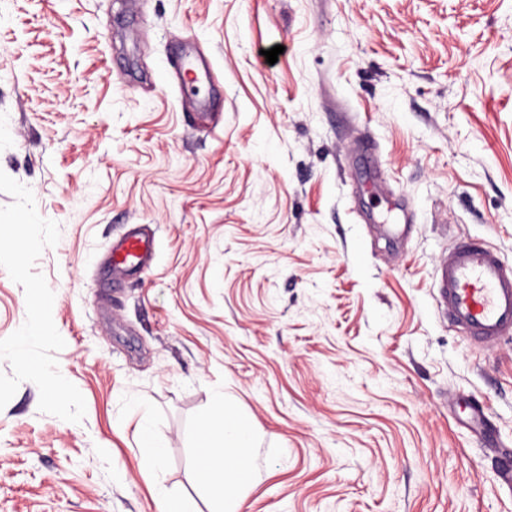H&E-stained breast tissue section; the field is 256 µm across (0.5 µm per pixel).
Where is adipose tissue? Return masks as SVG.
<instances>
[{"label": "adipose tissue", "mask_w": 512, "mask_h": 512, "mask_svg": "<svg viewBox=\"0 0 512 512\" xmlns=\"http://www.w3.org/2000/svg\"><path fill=\"white\" fill-rule=\"evenodd\" d=\"M201 431L207 437L210 453L197 469L196 479L222 505L233 490L243 486L237 463L252 456L254 430L245 415L220 400Z\"/></svg>", "instance_id": "adipose-tissue-1"}]
</instances>
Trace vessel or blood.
<instances>
[{"mask_svg":"<svg viewBox=\"0 0 512 512\" xmlns=\"http://www.w3.org/2000/svg\"><path fill=\"white\" fill-rule=\"evenodd\" d=\"M154 240L138 227L113 238L109 263L116 272L151 265ZM435 301L443 318L464 336L494 344L512 335V267L484 241L461 238L434 269Z\"/></svg>","mask_w":512,"mask_h":512,"instance_id":"1","label":"vessel or blood"}]
</instances>
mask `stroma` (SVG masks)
<instances>
[{"label": "stroma", "mask_w": 512, "mask_h": 512, "mask_svg": "<svg viewBox=\"0 0 512 512\" xmlns=\"http://www.w3.org/2000/svg\"><path fill=\"white\" fill-rule=\"evenodd\" d=\"M124 2L0 0V170L60 226L33 270L86 403L68 422L20 383L0 512H157L159 488L214 512L193 456L220 398L256 436L238 512H512L461 402L512 450V338L449 326L433 279L460 237L512 265V0ZM181 52L211 80L171 90ZM127 224L156 256L116 281ZM25 319L0 268V339ZM141 457L140 466L144 470H155L160 467L163 456V447L155 440L151 430L143 427L140 432Z\"/></svg>", "instance_id": "35a3bbf8"}]
</instances>
